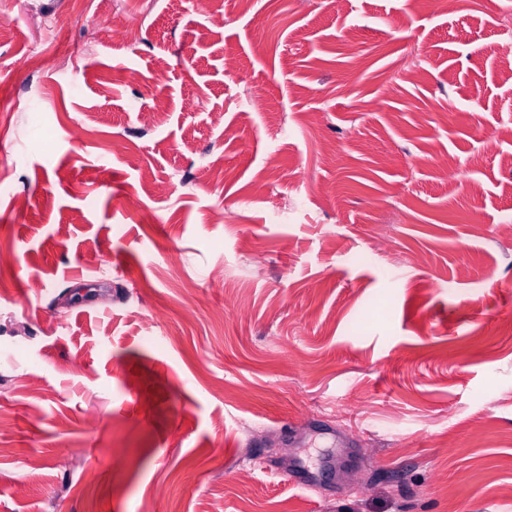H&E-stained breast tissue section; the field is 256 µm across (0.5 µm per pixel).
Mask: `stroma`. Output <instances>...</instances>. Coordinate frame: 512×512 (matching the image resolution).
I'll list each match as a JSON object with an SVG mask.
<instances>
[{"label": "stroma", "mask_w": 512, "mask_h": 512, "mask_svg": "<svg viewBox=\"0 0 512 512\" xmlns=\"http://www.w3.org/2000/svg\"><path fill=\"white\" fill-rule=\"evenodd\" d=\"M0 19V512H512V0Z\"/></svg>", "instance_id": "1"}]
</instances>
